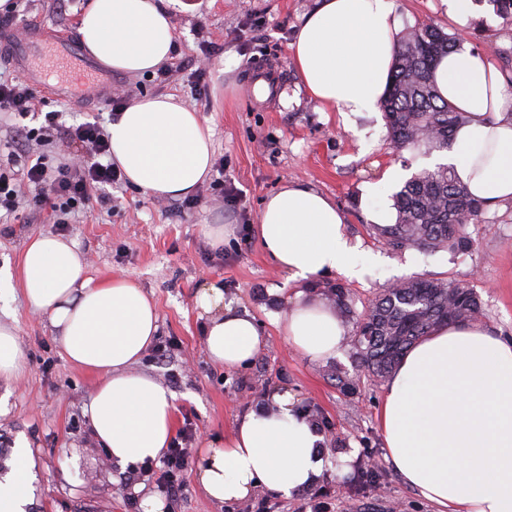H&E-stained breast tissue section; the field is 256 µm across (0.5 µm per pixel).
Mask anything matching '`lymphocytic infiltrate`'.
<instances>
[{"mask_svg":"<svg viewBox=\"0 0 512 512\" xmlns=\"http://www.w3.org/2000/svg\"><path fill=\"white\" fill-rule=\"evenodd\" d=\"M35 94L22 81H0V116L14 120L13 151L24 161L25 185H17L0 176V210L13 214L43 207L70 212L91 204L97 191L120 184L123 173L110 159L109 135L100 122L65 125L56 112H48L40 127L25 126L34 110ZM75 147L78 163L63 161L46 164L37 158L40 147ZM196 430L185 425L162 454L159 465L144 463L123 475L127 485L154 483L167 503L181 501L187 493L184 472L193 456Z\"/></svg>","mask_w":512,"mask_h":512,"instance_id":"f902f5d3","label":"lymphocytic infiltrate"}]
</instances>
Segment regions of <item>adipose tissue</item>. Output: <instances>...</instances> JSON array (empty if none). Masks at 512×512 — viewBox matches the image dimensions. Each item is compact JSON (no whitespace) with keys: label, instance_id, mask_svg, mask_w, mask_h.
Returning a JSON list of instances; mask_svg holds the SVG:
<instances>
[{"label":"adipose tissue","instance_id":"1","mask_svg":"<svg viewBox=\"0 0 512 512\" xmlns=\"http://www.w3.org/2000/svg\"><path fill=\"white\" fill-rule=\"evenodd\" d=\"M291 46L290 62L310 100L341 115L377 111L402 31L393 0H316ZM163 0H90L79 31L105 67L141 74L171 53L174 31ZM439 95L469 113L446 152L471 194L488 205L512 204V90L486 53L463 46L432 71ZM107 131L112 160L128 182L156 199L190 195L210 173L213 129L172 95L131 102ZM344 218L326 196L291 183L267 196L256 232L291 281L322 272L356 276V251ZM75 245L38 235L25 247L17 279L0 299L22 290L47 315L63 352L96 384L85 412L92 433L120 467L158 459L173 434V394L134 366L158 331L152 301L130 277L94 284ZM276 318L295 349L315 360L339 354L347 331L332 305L297 292ZM205 348L225 367L247 363L265 343L254 317L224 303L222 289L196 295ZM389 460L439 512H512V344L480 324L448 325L416 343L399 362L379 414ZM323 435L289 396L248 413L224 440L211 442L195 480L219 502L262 489L292 497L317 482ZM10 477L0 481V512H27L34 458L15 446Z\"/></svg>","mask_w":512,"mask_h":512}]
</instances>
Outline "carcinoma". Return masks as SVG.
Wrapping results in <instances>:
<instances>
[{"instance_id": "1", "label": "carcinoma", "mask_w": 512, "mask_h": 512, "mask_svg": "<svg viewBox=\"0 0 512 512\" xmlns=\"http://www.w3.org/2000/svg\"><path fill=\"white\" fill-rule=\"evenodd\" d=\"M462 44L459 35L433 25L414 26L400 39L391 83L380 102L388 138L397 149L446 150L454 131L468 122V115L439 96L431 79L437 61ZM393 206L395 223L377 228L378 234L393 248L425 251L470 249L466 228L479 223L486 210L448 164L413 174L393 195ZM405 283L385 289L357 320V358L378 380L389 376L409 348L440 326L478 322L483 316L482 302L469 287L442 278H410ZM328 292L336 315L353 318L344 286L332 284Z\"/></svg>"}]
</instances>
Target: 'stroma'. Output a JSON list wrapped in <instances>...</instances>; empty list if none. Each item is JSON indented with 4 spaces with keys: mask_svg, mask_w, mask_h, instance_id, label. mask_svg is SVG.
<instances>
[{
    "mask_svg": "<svg viewBox=\"0 0 512 512\" xmlns=\"http://www.w3.org/2000/svg\"><path fill=\"white\" fill-rule=\"evenodd\" d=\"M88 0H17L16 27H41L80 39L79 20ZM316 0H168L175 29L166 82L152 73L109 75L110 89L131 99L172 94L195 108L214 130L212 167L199 185L203 203L185 209L181 200H154L123 183L87 211L74 210L64 232L88 262L94 282L116 275L135 278L155 305L158 340L173 341L170 362L151 355L139 371L172 386L176 429L197 427L196 448L229 435L238 420L275 392H288L298 410L322 422L325 468L318 483L329 493L332 512H438L393 469L386 458L378 417L386 390L359 365L352 345L325 361L295 350L270 324L272 312L286 313L284 296L298 285L279 271L263 250L256 223L266 196L296 182L332 199L345 217V232L357 247L360 273L348 278L321 273L313 285L341 283L355 313L393 283L413 277L449 278L473 289L483 302L482 325L512 342V205L487 208L469 225L472 250L393 249L372 229L363 200L384 171L402 178L433 167L438 153L392 148L382 113L344 120L312 102L289 62L290 45L302 17ZM403 27L433 24L464 34L469 45L512 47V23L491 0H474L466 20L444 0H394ZM280 71L275 93L261 99L251 91L252 68ZM205 69L199 97H192L191 67ZM36 112H59L66 124L94 119L109 123L106 103H77L37 94ZM236 187L238 208L224 203L221 186ZM51 210L0 217V272L17 273L30 237L55 234ZM230 231L222 247L207 237L209 226ZM222 288L224 302L248 310L266 333V343L248 363L225 368L212 363L204 346L203 321L195 297L200 288ZM0 320L14 325L23 371L0 381V459L9 460L17 438H27L35 467L28 512H143L146 498L160 499L153 486L130 493L121 469L91 435L83 409L94 376L63 356L46 316L34 313L22 292L0 302Z\"/></svg>",
    "mask_w": 512,
    "mask_h": 512,
    "instance_id": "35a3bbf8",
    "label": "stroma"
}]
</instances>
